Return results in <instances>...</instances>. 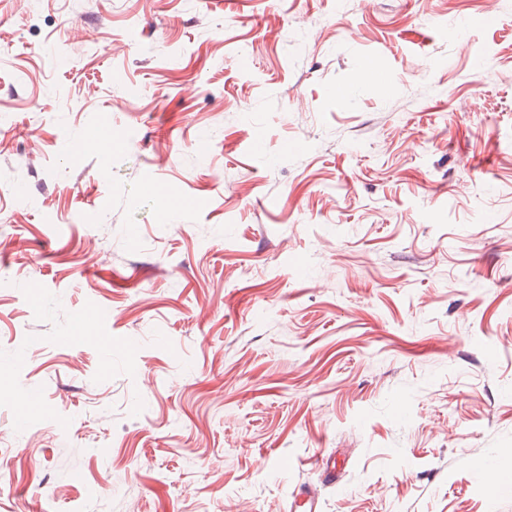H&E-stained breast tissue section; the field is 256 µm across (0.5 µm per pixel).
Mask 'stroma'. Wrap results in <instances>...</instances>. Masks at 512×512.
Here are the masks:
<instances>
[{"mask_svg":"<svg viewBox=\"0 0 512 512\" xmlns=\"http://www.w3.org/2000/svg\"><path fill=\"white\" fill-rule=\"evenodd\" d=\"M303 483L512 512V0H0V512Z\"/></svg>","mask_w":512,"mask_h":512,"instance_id":"35a3bbf8","label":"stroma"}]
</instances>
